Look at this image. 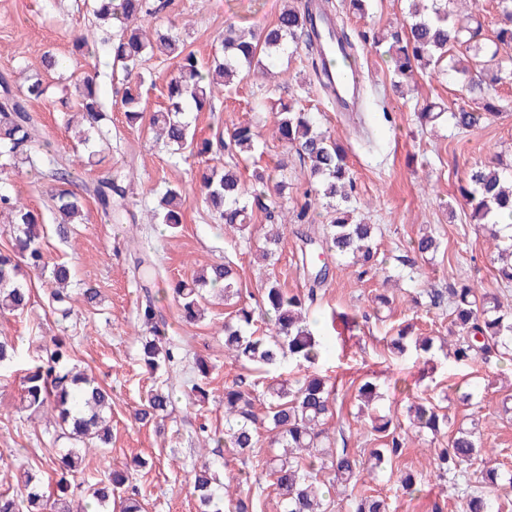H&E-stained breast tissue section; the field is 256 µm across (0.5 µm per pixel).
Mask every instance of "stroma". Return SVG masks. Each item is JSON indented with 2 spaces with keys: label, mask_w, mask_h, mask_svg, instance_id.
<instances>
[{
  "label": "stroma",
  "mask_w": 512,
  "mask_h": 512,
  "mask_svg": "<svg viewBox=\"0 0 512 512\" xmlns=\"http://www.w3.org/2000/svg\"><path fill=\"white\" fill-rule=\"evenodd\" d=\"M308 0H168L153 19L154 26L172 29L197 57L211 59L225 27L231 24L259 29L272 24L285 6H303ZM332 10L344 14L365 76V96L375 107L353 114L335 111L311 69V52L301 48L293 56L274 62L275 77L252 75L225 88L211 112L191 113L197 138L228 134L233 125L251 122L259 126L262 142L252 157L240 163L243 178L263 168L274 180L285 182L281 200L293 219L273 264L255 262L266 218L254 212L250 226L229 235L217 216L208 210L199 191L200 157L189 151L171 155L156 143L147 127L128 126L114 94L112 60L106 51L90 58H71L73 37L89 28L92 15L78 10L76 0H0V74L22 81L24 73L42 69V56L54 51L68 61L65 78H50L47 98L31 102L29 111L37 123L49 154L66 158L77 180L76 192L107 171L133 168L134 179L124 200L121 222L104 220L94 199H87L85 221L58 235L52 196L58 187L48 165L20 164L0 175V190L21 198L41 213L44 220V254L47 262H65L75 287L90 286L100 293L97 305L73 304L70 316L48 306L47 279L32 284L27 310L0 316V339L21 348L52 346L65 339L74 350V361L112 391V442L105 455L85 457L82 479L91 483L109 467L122 468L139 457L145 465L135 474L147 512H197L189 471L204 463L219 467L227 476L238 474L239 459L227 448H202L201 427L220 430L224 410L216 396L240 373L224 358V319L230 308L215 299L205 316L194 324L182 322L167 288L169 282L190 279L201 266L233 261L239 271L243 299L258 301L268 278H276L292 293L315 290L317 300L309 310L315 335L328 345L315 370L336 385V413L327 424L336 447L368 458L374 443L370 422L358 412L357 388L364 378H375L382 390L393 392L392 410L404 417L408 399H426L442 407L453 426H469L480 420L479 443L484 455L456 480L440 477L434 462L446 438L436 443L413 440L392 462V471L365 484H336L329 500L330 512H352L356 499L381 496L391 512H457L463 492L478 489L477 476L487 466L512 474V413L502 411L504 399H512V361L492 357L489 362L457 364L449 347L434 350L432 360L389 355L386 339L401 328L418 336L444 337L450 322L445 310L429 307L418 283L401 278L390 282L396 256L423 231L432 230L441 246L432 260L420 268L430 283L448 285L479 280L512 306V284L497 282L492 253L494 244L485 230L469 221V209L457 192L459 182L476 164L494 156L512 164V83L498 87L500 112L490 120L457 132L444 123L433 125L419 117L423 102L455 108L465 92L450 76L423 74L415 92L394 94L392 72L384 47H372L369 38L400 23L406 0H371L364 16L347 14L341 0H329ZM98 74L102 99L112 117L110 140L97 142L98 163L84 170L85 152L73 132L65 127L66 112L59 100L75 91L74 80L85 72ZM295 99L298 107L313 113L321 127L339 136L354 172L355 190L350 206L355 217L379 225L380 256L385 270L360 276L358 267L330 260V276L319 288H311L297 267L300 235L311 225L326 223L333 211L325 200H307L308 172L296 155L285 154L272 139V110L279 100ZM179 186L188 196L178 233L157 224L152 207L166 186ZM151 254L166 271L167 280L152 294L168 334L184 348L186 357L169 382L173 387L171 415L166 435L153 425L133 423L136 409L161 379L150 375L138 362L139 343L133 334L136 310L143 296L131 272L134 250ZM392 297L379 306L376 297ZM203 356L212 367L213 400L192 403L187 398L194 376V356ZM476 390L471 402H460L457 388ZM21 393L19 373L0 375V490L16 485L20 470H36L39 460L65 447L45 418L19 417L15 406ZM423 475L418 492L405 493L398 482L403 472Z\"/></svg>",
  "instance_id": "1"
}]
</instances>
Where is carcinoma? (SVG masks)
Here are the masks:
<instances>
[{
	"label": "carcinoma",
	"instance_id": "cac0c4a2",
	"mask_svg": "<svg viewBox=\"0 0 512 512\" xmlns=\"http://www.w3.org/2000/svg\"><path fill=\"white\" fill-rule=\"evenodd\" d=\"M412 7L407 19L382 35L373 37V44L386 42L399 78L394 84L402 92L403 80L414 69L440 68L445 64L462 85L471 104L447 111L436 104L424 105L420 116L429 122L441 119L458 130L469 129L483 118L499 112L491 94L496 85L512 81V56L500 54L503 46L512 44V0H495L501 25L489 38L482 37V24L473 11L453 9L457 0H410ZM83 6L103 25L119 24V35L97 40L81 33L72 40V53L90 57L99 45L122 71L121 107L129 125L148 120L149 128L163 140L166 147L176 151L190 148L196 155L206 157L225 150L232 157L249 156L255 150L259 133L249 124L232 128L228 141L219 138L199 140L187 121V110L197 112L212 109L214 94L220 86H228L234 78L256 68L264 69L267 62L283 55H292L304 41L313 47L310 32L314 19L309 6L288 8L275 22L256 32L230 25L224 30L223 54L202 63L187 50L176 35L154 29L149 32L136 22L161 11L163 0H83ZM336 37L344 45L342 56L330 58L315 50L311 66L314 73L326 66L349 68L356 63L355 44L343 18L337 19ZM465 47L475 63L457 67L450 51ZM160 52L177 61V74L166 86L167 105L146 113L142 87L147 80L143 65L147 56ZM98 75H86L79 86V110L86 122L81 144L89 150L84 165L94 166L92 147L95 140L105 136V113L100 100ZM50 85L43 73H35L19 88H14L6 76H0V166L14 167L20 161L36 163L37 128L28 111V103L47 97ZM272 136L288 151L307 164L309 181L315 195L350 202L353 175L347 155L328 131L321 129L311 113L295 107L293 100H280L276 107ZM125 175L116 171L97 178L92 195L102 214L110 219L119 214L125 198ZM203 202L224 221L233 232L245 227L253 208L267 213L269 221H279L276 231L265 237L256 253L268 260L283 240L286 218L278 214L274 195L282 194L283 184L273 182L271 175L255 173L251 189H246L237 165L207 166L200 175ZM461 196L471 207V220L490 230L496 241L497 256L493 264L497 276L512 281V234L504 233L499 221L512 219V173L502 167L500 157L472 168L461 187ZM61 222L57 231L65 233L66 225L83 221L84 197L71 189H59L53 194ZM187 197L177 187H168L158 200L159 218L170 230L182 224ZM0 214L9 216L10 248L0 251V314L21 313L31 301L29 285L34 278H49L57 288L50 293L52 305L68 317L71 302L91 305L97 291L87 288L71 296L65 285L71 269L64 263L52 266L45 262L39 215L19 199L0 194ZM376 224L352 222L336 217L301 234L299 269L313 285L324 283L330 274L326 264L316 265L313 253L317 250L350 260L370 272L383 261L378 258ZM440 242L433 233H425L411 243L409 253L399 256V263L409 268L408 278L419 270L418 260L437 252ZM134 273L140 287L148 289L162 277L161 267L150 256L134 253ZM219 291L227 299L241 297L238 271L230 262L216 263L190 280L172 285V294L182 317L191 322L201 318L207 294ZM430 305L448 309L449 331L456 337L454 357L468 364L488 360L495 353L504 358L512 352V308H503L487 289L462 283L448 286L447 292L425 290ZM314 289L301 297L281 288L277 280L264 284L257 306L241 304L224 320V356L243 368L260 366L271 372L287 361L311 368L322 356L323 345L303 316L306 301L313 300ZM137 316L146 327L140 339L139 361L146 371L157 372L178 364L183 359L181 348L166 336L165 327L157 319V307L152 296L137 307ZM262 320L267 334L255 335L254 324ZM434 339L422 337L414 344L407 343L400 329L390 340V348L398 355L414 347L424 357L433 347ZM21 355L11 341L0 340V370H11L20 363ZM21 408L32 415L50 411L60 428L58 438L70 441L72 447L45 459L47 468L56 478L58 493L51 499L44 495L35 476L26 471L12 492H0V512H144L140 490L130 482L127 472L112 469L99 481L82 490V505H72V489L76 488L79 468L86 452L104 448L112 439V394L96 379L77 370L71 364L66 342L57 340L25 368ZM196 381L190 395L196 401L209 396L211 365L203 358L195 359ZM370 420L374 436L384 439L382 447L370 451L363 462L345 448L334 447L325 426L336 408V392L329 379L316 372L293 381H269L262 388L247 389L238 384L224 386V432L215 437L216 447L225 446L241 460L251 463V470L226 483L218 471L205 466L193 468V491L198 499V512H254V498L265 491L262 479L271 481L277 497L279 512H327L326 493L336 482L357 486L364 471L375 473L392 464L406 445L409 431L431 436V440L448 433V416L439 407L425 402L407 406V428L393 422V416L378 412L383 400L379 385L364 381L357 389ZM265 400L266 411L260 416L255 404ZM172 394L164 388L153 389L146 404L134 415V422H152L157 430L169 416ZM478 424L458 428L450 434L447 447L437 455V468L454 476L462 466L478 455ZM355 512H390L383 498L364 496ZM458 512H492L491 498L477 492L461 496Z\"/></svg>",
	"mask_w": 512,
	"mask_h": 512
}]
</instances>
